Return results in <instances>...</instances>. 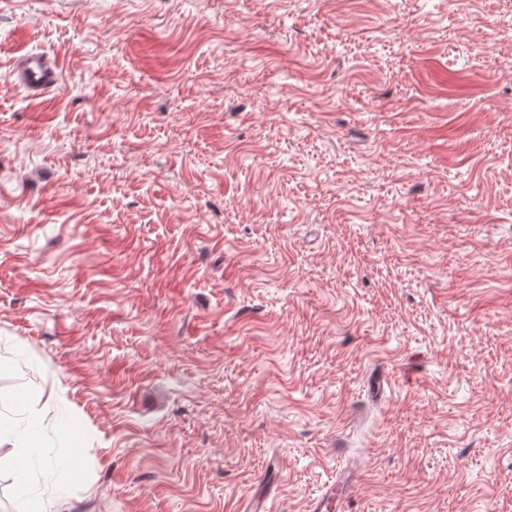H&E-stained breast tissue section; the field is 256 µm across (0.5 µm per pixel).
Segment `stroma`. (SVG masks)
Listing matches in <instances>:
<instances>
[{
  "instance_id": "stroma-1",
  "label": "stroma",
  "mask_w": 512,
  "mask_h": 512,
  "mask_svg": "<svg viewBox=\"0 0 512 512\" xmlns=\"http://www.w3.org/2000/svg\"><path fill=\"white\" fill-rule=\"evenodd\" d=\"M32 389L56 512H512V0H0ZM61 74L59 54L26 52L14 62L11 76L31 97H41L55 87ZM281 478L280 468L272 464L253 484L251 490L242 498L239 510L243 512H270L269 500L275 486ZM359 478V469L354 465L337 471L336 479L326 483L319 495L308 502L307 512L345 511L347 499Z\"/></svg>"
}]
</instances>
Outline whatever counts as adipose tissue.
I'll list each match as a JSON object with an SVG mask.
<instances>
[{"instance_id":"adipose-tissue-1","label":"adipose tissue","mask_w":512,"mask_h":512,"mask_svg":"<svg viewBox=\"0 0 512 512\" xmlns=\"http://www.w3.org/2000/svg\"><path fill=\"white\" fill-rule=\"evenodd\" d=\"M42 399L40 392L25 393L16 398L17 406L27 411L28 417L25 423L8 424L0 429L12 442L13 459L16 465L17 482L16 494L21 504L20 512H53L54 501L43 502L31 499L28 495V468L36 459H44L48 456V450L43 443L41 431L38 426L35 412Z\"/></svg>"}]
</instances>
